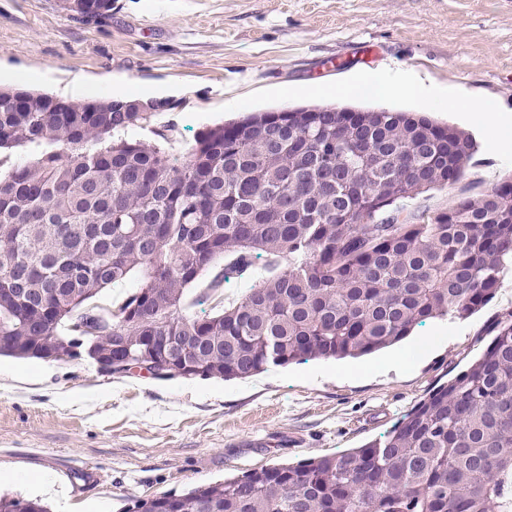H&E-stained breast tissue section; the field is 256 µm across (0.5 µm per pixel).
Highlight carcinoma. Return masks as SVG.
I'll list each match as a JSON object with an SVG mask.
<instances>
[{"mask_svg": "<svg viewBox=\"0 0 512 512\" xmlns=\"http://www.w3.org/2000/svg\"><path fill=\"white\" fill-rule=\"evenodd\" d=\"M106 19L112 0H62ZM159 104L0 88V356L36 359L99 331L138 363L154 336L200 376L371 354L430 319L489 302L512 259V177L411 221L400 201L458 182L476 152L465 132L415 112H258L204 129L186 156L134 137ZM288 261L269 277L252 253ZM234 253L202 295L258 283L206 318L184 289ZM138 275L107 311L90 303ZM165 314L157 328L153 317ZM112 319V333L100 318ZM0 512H49L0 494ZM128 512H512V320L483 355L420 401L382 441L261 467Z\"/></svg>", "mask_w": 512, "mask_h": 512, "instance_id": "obj_1", "label": "carcinoma"}]
</instances>
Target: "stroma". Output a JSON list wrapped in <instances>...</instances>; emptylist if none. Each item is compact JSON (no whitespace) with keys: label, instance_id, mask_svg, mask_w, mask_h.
I'll use <instances>...</instances> for the list:
<instances>
[{"label":"stroma","instance_id":"35a3bbf8","mask_svg":"<svg viewBox=\"0 0 512 512\" xmlns=\"http://www.w3.org/2000/svg\"><path fill=\"white\" fill-rule=\"evenodd\" d=\"M404 67L512 113V0H112L93 24L60 0H0V86L84 101L158 102L137 139L182 155L197 135L253 112L347 104L421 112L468 132L461 179L405 200L444 210L512 175V146L468 127L444 99L386 98ZM512 316V264L463 320H434L357 359L271 366L245 379L158 380L87 360L0 357V493L55 482L50 512H127L135 500L382 439L428 393L478 359Z\"/></svg>","mask_w":512,"mask_h":512}]
</instances>
